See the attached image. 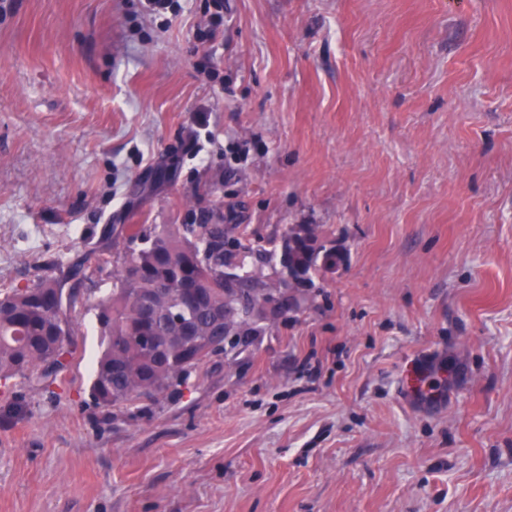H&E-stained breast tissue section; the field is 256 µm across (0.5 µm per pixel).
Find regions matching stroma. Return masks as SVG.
<instances>
[{"label":"stroma","mask_w":512,"mask_h":512,"mask_svg":"<svg viewBox=\"0 0 512 512\" xmlns=\"http://www.w3.org/2000/svg\"><path fill=\"white\" fill-rule=\"evenodd\" d=\"M14 0L0 292L108 224H315L307 304L118 412L0 384V512H512V0Z\"/></svg>","instance_id":"obj_1"}]
</instances>
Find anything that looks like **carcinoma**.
I'll list each match as a JSON object with an SVG mask.
<instances>
[{"label":"carcinoma","instance_id":"carcinoma-1","mask_svg":"<svg viewBox=\"0 0 512 512\" xmlns=\"http://www.w3.org/2000/svg\"><path fill=\"white\" fill-rule=\"evenodd\" d=\"M237 224H114L99 251L112 256V290L95 305L103 350L92 375L91 396L103 407L127 411L155 403L179 390L207 359L218 354L217 329L237 325L240 315L224 314L218 326L213 313L233 304L244 313L260 311L272 289L303 285L297 308L306 303L314 274L336 266V254L318 244L314 224H295L281 247L279 264L287 271L270 278L245 269V260H261L265 249L255 241L223 242ZM152 299L155 316L145 319L135 298ZM74 299L63 279L45 276L33 284L0 293V380L47 379L64 371L72 355L76 324ZM197 332L188 353L177 331Z\"/></svg>","mask_w":512,"mask_h":512}]
</instances>
